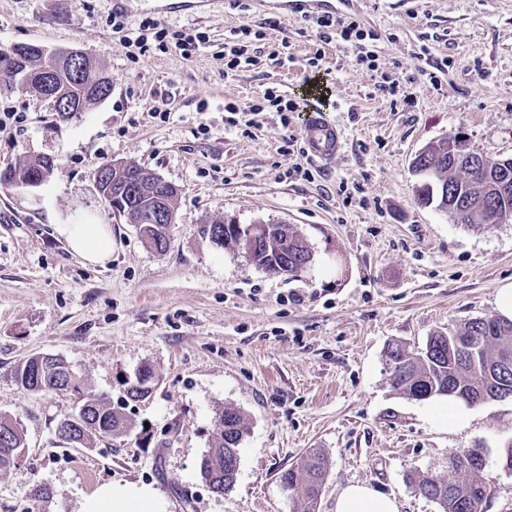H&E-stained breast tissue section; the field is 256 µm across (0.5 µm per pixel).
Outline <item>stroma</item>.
<instances>
[{
  "mask_svg": "<svg viewBox=\"0 0 512 512\" xmlns=\"http://www.w3.org/2000/svg\"><path fill=\"white\" fill-rule=\"evenodd\" d=\"M116 14L124 28H113ZM345 14L374 39L324 42L313 19L262 12L255 0H215L204 15L152 0H0V52L78 48L112 76L111 95L66 122L0 79V170L33 154L57 163L38 187L0 184V414L25 439L21 464L0 471V512H79L104 484L151 487L166 512H293L280 476L313 448L329 460L319 512H335L357 482L393 496L399 512H439L408 477L447 474L449 452L466 448L485 453V512H512V473L500 462L512 398L439 426L440 398L395 391L385 361L391 343L420 348L433 332L495 316L497 290L512 282V223L471 230L419 204L412 171L427 144L450 134L512 158V0H353ZM145 19L207 40L189 56L139 53L126 38ZM243 26L259 34L253 62L226 71L224 42ZM363 50L373 66L358 63ZM386 79L396 94L382 91ZM313 81L343 132L342 152L325 164L281 150L283 138H303ZM271 90L294 103L287 119L271 107L226 110L263 104ZM112 160L178 188L165 252L96 191V168ZM85 215L112 227L105 265L71 253L55 231ZM217 218L295 225L312 262L290 278L258 269L202 237ZM38 354L66 361L86 392L126 417V431L84 448L60 442L57 422L76 397L16 381ZM146 366L152 395L125 402ZM227 405L248 430L236 483L220 495L199 462ZM35 484L46 494L32 497Z\"/></svg>",
  "mask_w": 512,
  "mask_h": 512,
  "instance_id": "obj_1",
  "label": "stroma"
}]
</instances>
